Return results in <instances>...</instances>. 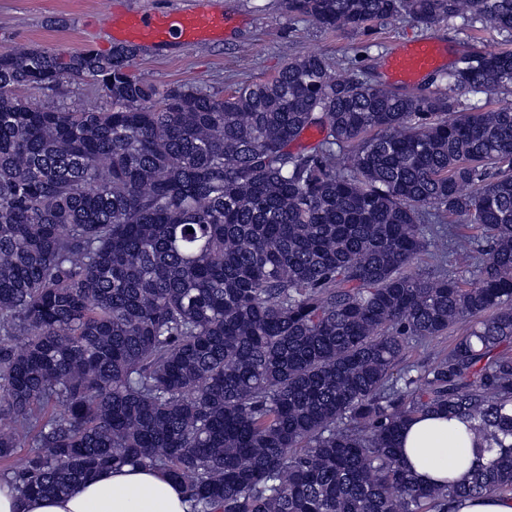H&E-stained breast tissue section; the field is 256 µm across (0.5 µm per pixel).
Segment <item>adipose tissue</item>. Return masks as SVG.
<instances>
[{"mask_svg": "<svg viewBox=\"0 0 512 512\" xmlns=\"http://www.w3.org/2000/svg\"><path fill=\"white\" fill-rule=\"evenodd\" d=\"M397 453L418 482L464 479L473 457L464 425L444 413H425L400 432ZM184 487L145 467L102 471L65 496L22 497L15 484L0 480V512H188Z\"/></svg>", "mask_w": 512, "mask_h": 512, "instance_id": "1", "label": "adipose tissue"}]
</instances>
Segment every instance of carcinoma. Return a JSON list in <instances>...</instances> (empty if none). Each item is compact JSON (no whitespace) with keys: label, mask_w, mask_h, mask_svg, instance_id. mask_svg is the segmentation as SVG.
<instances>
[{"label":"carcinoma","mask_w":512,"mask_h":512,"mask_svg":"<svg viewBox=\"0 0 512 512\" xmlns=\"http://www.w3.org/2000/svg\"><path fill=\"white\" fill-rule=\"evenodd\" d=\"M336 33L404 16L512 37V0H282ZM137 50L0 52V471L24 496L159 469L192 512H449L512 493V50L408 94L317 54L220 96ZM91 80L106 111L17 95ZM324 137L310 152L290 145ZM430 224V234L423 225ZM193 232H187V229ZM469 324L411 374L414 343ZM470 423L461 483L400 430ZM397 453L405 469L423 484L463 480L473 457L464 425L445 413H425L400 432Z\"/></svg>","instance_id":"1"}]
</instances>
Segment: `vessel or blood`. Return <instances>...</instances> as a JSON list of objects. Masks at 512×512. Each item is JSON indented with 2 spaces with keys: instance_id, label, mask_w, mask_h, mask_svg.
I'll list each match as a JSON object with an SVG mask.
<instances>
[{
  "instance_id": "obj_1",
  "label": "vessel or blood",
  "mask_w": 512,
  "mask_h": 512,
  "mask_svg": "<svg viewBox=\"0 0 512 512\" xmlns=\"http://www.w3.org/2000/svg\"><path fill=\"white\" fill-rule=\"evenodd\" d=\"M229 20L224 14L194 11L178 14L136 13L117 27L116 40L163 45L173 39L194 42L212 35L223 34ZM441 54L439 45L418 42L396 51L390 61L393 78L401 83L430 73L437 67Z\"/></svg>"
}]
</instances>
